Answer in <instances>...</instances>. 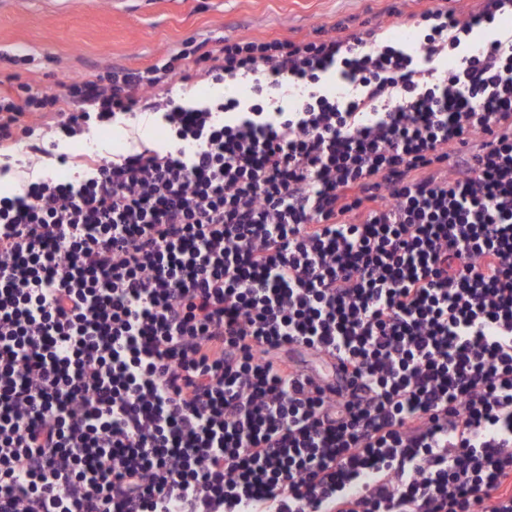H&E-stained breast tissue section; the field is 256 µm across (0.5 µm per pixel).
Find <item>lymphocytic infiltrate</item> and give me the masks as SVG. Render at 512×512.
I'll use <instances>...</instances> for the list:
<instances>
[{
    "label": "lymphocytic infiltrate",
    "instance_id": "f902f5d3",
    "mask_svg": "<svg viewBox=\"0 0 512 512\" xmlns=\"http://www.w3.org/2000/svg\"><path fill=\"white\" fill-rule=\"evenodd\" d=\"M508 13L199 42L252 104L154 94L176 56L0 91V151L169 131L0 195V512H512V29L459 50ZM127 124L138 129L140 142L147 147L156 148L165 142L166 134L159 124L150 123L145 125L139 120H130Z\"/></svg>",
    "mask_w": 512,
    "mask_h": 512
}]
</instances>
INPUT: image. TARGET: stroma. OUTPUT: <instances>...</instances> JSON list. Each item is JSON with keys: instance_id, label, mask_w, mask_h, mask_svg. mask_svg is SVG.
Listing matches in <instances>:
<instances>
[{"instance_id": "stroma-1", "label": "stroma", "mask_w": 512, "mask_h": 512, "mask_svg": "<svg viewBox=\"0 0 512 512\" xmlns=\"http://www.w3.org/2000/svg\"><path fill=\"white\" fill-rule=\"evenodd\" d=\"M419 0H0V81L62 95L112 68L142 69L189 51L191 41L312 39L341 25L408 31L396 12Z\"/></svg>"}]
</instances>
